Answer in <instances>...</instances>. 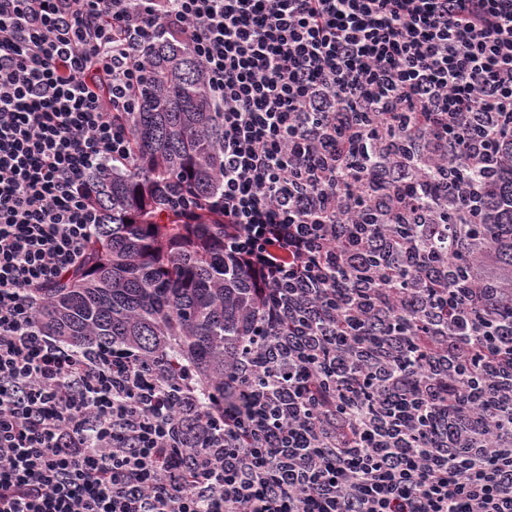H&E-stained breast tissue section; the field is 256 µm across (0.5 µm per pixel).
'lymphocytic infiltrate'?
I'll return each instance as SVG.
<instances>
[{
  "mask_svg": "<svg viewBox=\"0 0 512 512\" xmlns=\"http://www.w3.org/2000/svg\"><path fill=\"white\" fill-rule=\"evenodd\" d=\"M158 39L200 59L224 124V257L288 325L218 422L163 359L35 320L131 168ZM506 142L512 0H0V512H512V346H474L504 289L451 263L440 302L395 232L499 223Z\"/></svg>",
  "mask_w": 512,
  "mask_h": 512,
  "instance_id": "f902f5d3",
  "label": "lymphocytic infiltrate"
}]
</instances>
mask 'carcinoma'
I'll use <instances>...</instances> for the list:
<instances>
[{"label": "carcinoma", "mask_w": 512, "mask_h": 512, "mask_svg": "<svg viewBox=\"0 0 512 512\" xmlns=\"http://www.w3.org/2000/svg\"><path fill=\"white\" fill-rule=\"evenodd\" d=\"M149 79L125 115L134 167L97 198L104 219L69 278L45 291L37 322L69 343L112 357L164 356L193 372L210 418L240 406L234 367L259 361L255 342L281 333L270 296L224 261V220L205 207L221 186L224 125L200 60L159 41L146 55ZM180 191L202 207L187 218L170 204ZM477 233L512 239V223Z\"/></svg>", "instance_id": "carcinoma-1"}]
</instances>
